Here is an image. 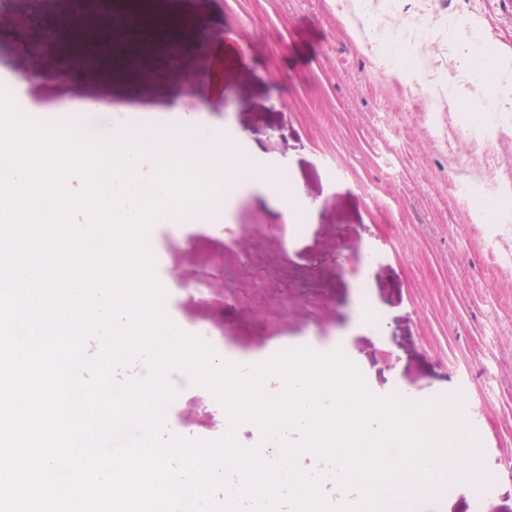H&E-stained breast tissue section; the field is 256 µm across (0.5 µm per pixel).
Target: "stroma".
Returning <instances> with one entry per match:
<instances>
[{
	"mask_svg": "<svg viewBox=\"0 0 512 512\" xmlns=\"http://www.w3.org/2000/svg\"><path fill=\"white\" fill-rule=\"evenodd\" d=\"M112 0L104 19L88 0L52 11L36 0H0L13 17L0 26V66L24 93L88 135L112 128L98 104L140 105L176 95L182 114L226 124L258 142L265 165L289 164L311 226L289 244L286 217L254 199L240 201L220 232L179 235L154 225L149 244L166 266L171 314L209 344L243 353L274 340L292 346L341 337L376 368L369 389L415 400L457 399L466 429L482 427L477 461L512 464V265L484 225L470 221L475 200L457 184L472 154L498 159L512 179V131L461 137L448 152L443 134L458 116L448 95L484 101L469 78L448 73V14H403L405 0ZM475 31L498 57L512 101V0H472ZM404 18L395 38L417 55L428 46L442 73L429 100L357 43L351 24ZM380 254L369 292L389 317L379 339L350 330L360 260ZM258 261L263 285L242 275ZM496 283L487 291V283ZM293 301L282 305V292ZM168 433L215 440L224 411L207 391L177 393ZM440 481L430 512H512V475L460 493Z\"/></svg>",
	"mask_w": 512,
	"mask_h": 512,
	"instance_id": "1",
	"label": "stroma"
}]
</instances>
